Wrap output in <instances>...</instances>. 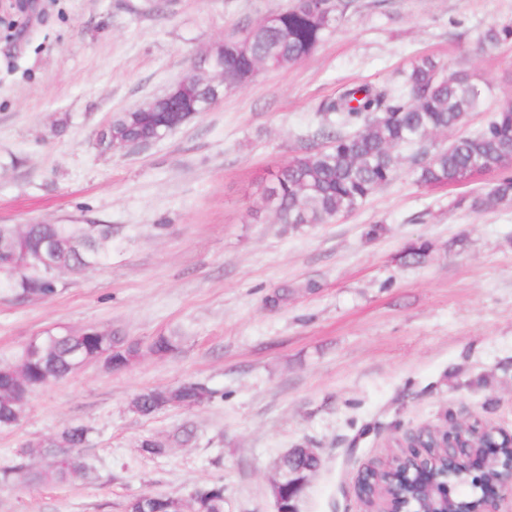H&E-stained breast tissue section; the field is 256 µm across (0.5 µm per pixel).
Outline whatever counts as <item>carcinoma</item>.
<instances>
[{"label":"carcinoma","instance_id":"1","mask_svg":"<svg viewBox=\"0 0 512 512\" xmlns=\"http://www.w3.org/2000/svg\"><path fill=\"white\" fill-rule=\"evenodd\" d=\"M344 0H291L273 14L270 27L261 21L241 26L224 37V82L195 73L174 86L173 103L152 110L134 109L112 117V133L122 140L158 135L173 123L174 110L204 112L224 93L250 81L262 68H280L310 56L343 17ZM482 103V89L465 72H445L430 55L411 62L402 87L371 83L353 85L325 99L317 111L326 115L323 143L280 167L262 187L265 207L286 224H325L343 217L399 173L401 148L412 147L416 181L426 186H461L475 177L500 174L486 192H464L450 206L481 211L512 200V99L502 102L493 117L474 135H460L448 145L434 143L438 133L454 132L466 124ZM57 245L59 271H83L97 264L112 242V228L103 225L92 234L79 224H1L0 288L21 297H47L56 292L55 277L36 270L11 271L13 252L38 254L44 243ZM177 348V337L157 336L147 343L116 332L91 329H54L45 332L39 350L26 349L14 365L0 367V428L14 426L26 396L12 383L10 372L21 374L31 388L58 381L77 371L83 356L112 351L111 369L128 367L146 356H166ZM215 395L206 383L189 381L170 388H148L135 394L130 407L143 417L165 408H194ZM89 428L75 423L46 441L36 454L45 465L30 472L23 464L0 468V485L17 479L65 483L87 480L90 469L79 459L54 462L53 448L74 450L88 442ZM193 430L184 427L165 439H145L142 452L159 456L174 444L188 441ZM191 512H224V485H202L191 497ZM126 512H185L181 500L141 494L131 498Z\"/></svg>","mask_w":512,"mask_h":512}]
</instances>
